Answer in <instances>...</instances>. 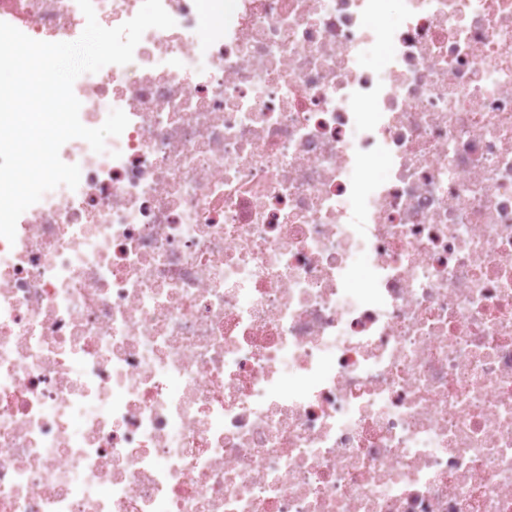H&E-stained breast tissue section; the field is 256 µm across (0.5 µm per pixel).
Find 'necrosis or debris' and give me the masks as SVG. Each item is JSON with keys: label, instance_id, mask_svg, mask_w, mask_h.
Returning a JSON list of instances; mask_svg holds the SVG:
<instances>
[{"label": "necrosis or debris", "instance_id": "4bbe7bcc", "mask_svg": "<svg viewBox=\"0 0 512 512\" xmlns=\"http://www.w3.org/2000/svg\"><path fill=\"white\" fill-rule=\"evenodd\" d=\"M202 2L0 238V512H512V0Z\"/></svg>", "mask_w": 512, "mask_h": 512}]
</instances>
